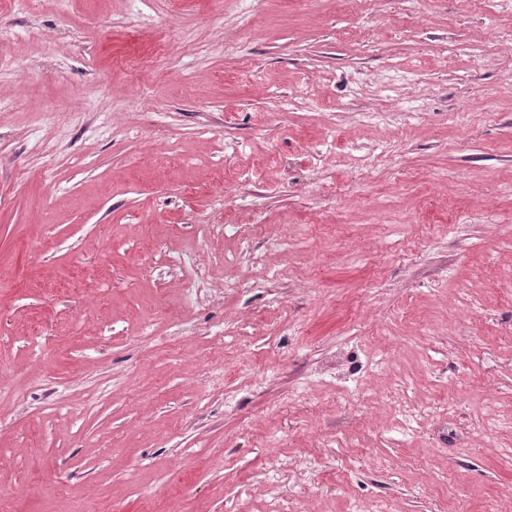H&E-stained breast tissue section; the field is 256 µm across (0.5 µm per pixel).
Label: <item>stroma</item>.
Segmentation results:
<instances>
[{
    "label": "stroma",
    "instance_id": "1",
    "mask_svg": "<svg viewBox=\"0 0 512 512\" xmlns=\"http://www.w3.org/2000/svg\"><path fill=\"white\" fill-rule=\"evenodd\" d=\"M491 412L512 0H0V512H512Z\"/></svg>",
    "mask_w": 512,
    "mask_h": 512
}]
</instances>
